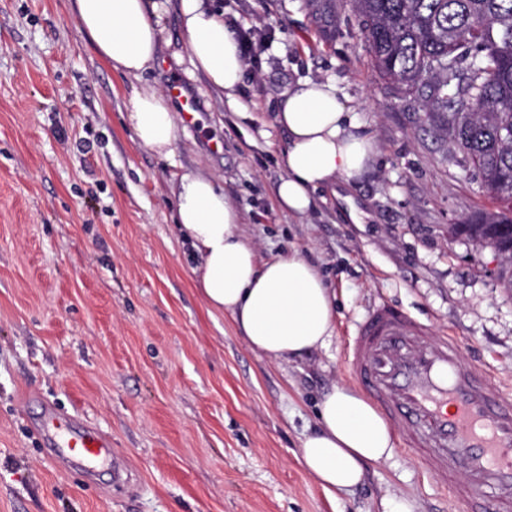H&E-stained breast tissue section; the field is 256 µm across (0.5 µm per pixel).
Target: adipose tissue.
Segmentation results:
<instances>
[{"mask_svg": "<svg viewBox=\"0 0 512 512\" xmlns=\"http://www.w3.org/2000/svg\"><path fill=\"white\" fill-rule=\"evenodd\" d=\"M162 9L161 0L71 2L76 24L98 57L134 78L160 57ZM180 12L192 66L220 95L234 97L245 66L237 36L215 0H181ZM126 117L141 146L173 157L177 125L163 89L134 90ZM274 121L288 135L286 174L276 188L283 210L309 212L317 191L352 180L373 162L372 137L361 132L356 113L330 84L308 79L286 89ZM174 222L196 261V286L208 313L231 314L253 351L289 360L327 346L334 321L327 281L296 252L259 262L238 233L239 213L216 177L201 171L181 176ZM393 446L394 431L372 402L355 387L338 385L321 401L318 427L302 440L300 456L325 491H347Z\"/></svg>", "mask_w": 512, "mask_h": 512, "instance_id": "1", "label": "adipose tissue"}]
</instances>
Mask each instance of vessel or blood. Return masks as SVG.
I'll return each instance as SVG.
<instances>
[{
	"label": "vessel or blood",
	"mask_w": 512,
	"mask_h": 512,
	"mask_svg": "<svg viewBox=\"0 0 512 512\" xmlns=\"http://www.w3.org/2000/svg\"><path fill=\"white\" fill-rule=\"evenodd\" d=\"M169 94L195 125L200 104L180 77ZM349 373L384 420L402 426V445L449 487L461 512H512V393L462 358L453 336L430 335L403 310L380 303L359 323L345 357ZM51 427L70 455L94 461L109 444L56 416Z\"/></svg>",
	"instance_id": "b4317fda"
}]
</instances>
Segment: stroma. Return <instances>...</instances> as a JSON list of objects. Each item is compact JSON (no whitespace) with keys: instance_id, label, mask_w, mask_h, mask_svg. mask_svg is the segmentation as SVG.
I'll list each match as a JSON object with an SVG mask.
<instances>
[{"instance_id":"obj_1","label":"stroma","mask_w":512,"mask_h":512,"mask_svg":"<svg viewBox=\"0 0 512 512\" xmlns=\"http://www.w3.org/2000/svg\"><path fill=\"white\" fill-rule=\"evenodd\" d=\"M178 4L136 80L96 56L69 0H0V512H456L402 445L333 495L299 447L323 395L351 383L347 349L381 301L457 336L465 362L512 392V291L494 249L456 230L495 203L442 115L379 76L350 0H218L225 25L269 38L232 103L192 67ZM174 74L202 111L166 159L136 141L126 104ZM307 79L336 87L377 154L300 215L276 201L287 135L274 114ZM200 170L260 261L296 251L330 281L327 347L273 360L208 315L174 231L179 178ZM47 412L109 454L86 467L58 452L36 432Z\"/></svg>"}]
</instances>
